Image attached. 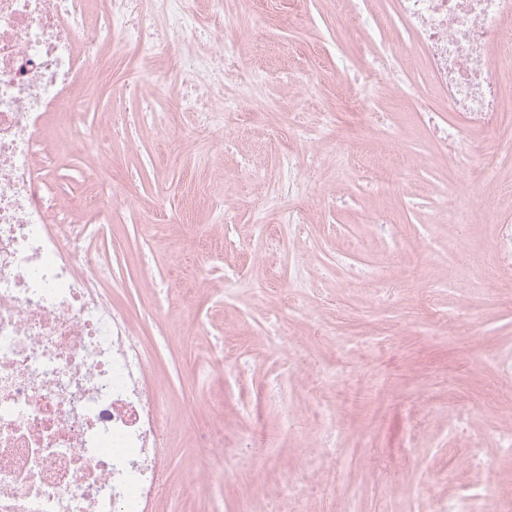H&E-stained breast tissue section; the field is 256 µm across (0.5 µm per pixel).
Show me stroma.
Returning <instances> with one entry per match:
<instances>
[{"label": "stroma", "instance_id": "obj_1", "mask_svg": "<svg viewBox=\"0 0 512 512\" xmlns=\"http://www.w3.org/2000/svg\"><path fill=\"white\" fill-rule=\"evenodd\" d=\"M191 6L205 28L235 34L241 68L267 74L240 107L247 129L236 151L225 153L223 138L199 137L192 113L178 105L174 57L206 49L188 39L144 60L133 49L114 58L111 82L89 91L98 111L125 112L141 98L156 106L155 117L130 137L81 147L66 169L50 170L64 197H77L86 191L84 173L108 153L133 194V206H113L92 248L110 272L103 285L113 308L150 353L147 381L167 388L179 430L165 452L173 492L149 512H262L264 495L301 472L313 476L307 512H432L433 496L466 485L489 486L512 503V455L496 446L497 431L512 424V401L498 394L499 362L512 358V277L484 276L498 260L492 245L505 218L499 185L512 181V162H497L494 180H470L465 167L496 161L493 134L469 133L464 164L449 162L414 103L387 92L374 105L380 123H364L355 85L333 74L340 59L364 67L362 17L352 0H265L259 30L233 0L220 15L206 0ZM289 68L301 73L302 97L279 77ZM326 110L335 123L319 140L290 142L293 123L318 125ZM288 143L318 154L322 165L297 202L307 233L285 232L272 244L256 227L278 224L289 207L285 200L276 209L263 204L279 169L276 147ZM356 160L385 171L398 190L371 191L352 167ZM446 187L469 203L475 223H437ZM220 194L233 220L229 231L214 221L211 201ZM375 210L393 222L397 240L367 223ZM226 234L241 251L201 257L202 239ZM452 237L464 249L450 269L442 256ZM298 264L314 286L292 290L287 317L297 358L287 366L266 334L265 313L276 298L265 270L279 268L284 288ZM364 264L378 269L380 284L359 279ZM228 266L240 269L229 295ZM411 270L418 285L407 288ZM447 313L461 321L459 335L440 326ZM313 316L335 342L308 335ZM225 341L245 351V374L196 379L192 366L209 362ZM272 376L281 381L282 400L264 394ZM326 424L339 435L332 458L317 452ZM217 440L239 462L220 491L189 480L204 464L200 448Z\"/></svg>", "mask_w": 512, "mask_h": 512}]
</instances>
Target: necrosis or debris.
Returning a JSON list of instances; mask_svg holds the SVG:
<instances>
[{
	"instance_id": "obj_1",
	"label": "necrosis or debris",
	"mask_w": 512,
	"mask_h": 512,
	"mask_svg": "<svg viewBox=\"0 0 512 512\" xmlns=\"http://www.w3.org/2000/svg\"><path fill=\"white\" fill-rule=\"evenodd\" d=\"M151 1L99 0L92 17L86 0H0V512H145L167 488V390L147 383L142 343L113 310L87 247L111 223V204L130 205V195L107 180V160L84 199L65 204L39 164L46 155L64 164L99 139L94 124L47 137L44 118L70 111L111 68L113 50L148 54L197 32L188 0H155L156 10ZM388 21L408 40L377 46L381 27L367 20L365 86L414 94L387 77L396 57L421 51L429 90L457 117L432 124L449 162L476 126L512 142V94L491 56L512 50V0H391ZM208 43L178 55L176 75L197 134L215 137L234 129L237 101L224 94L233 75L224 32H209ZM319 163L285 150L267 207L300 195Z\"/></svg>"
}]
</instances>
